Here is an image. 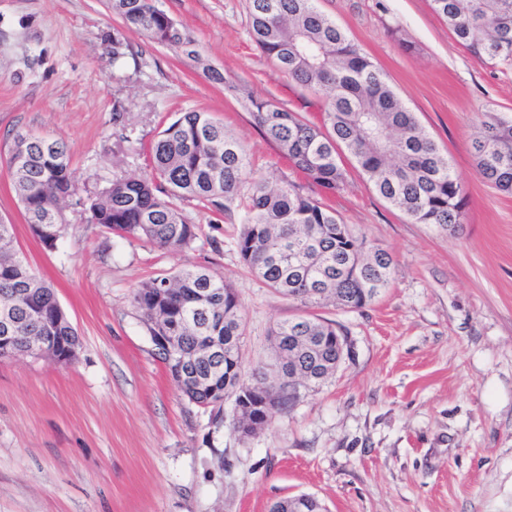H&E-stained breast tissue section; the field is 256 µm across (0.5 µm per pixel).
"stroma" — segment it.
I'll list each match as a JSON object with an SVG mask.
<instances>
[{"label":"stroma","instance_id":"1","mask_svg":"<svg viewBox=\"0 0 512 512\" xmlns=\"http://www.w3.org/2000/svg\"><path fill=\"white\" fill-rule=\"evenodd\" d=\"M249 0H161L219 71L214 81L106 0H0V218L53 284L77 359L0 360V512H269L315 496L325 512H512V195L486 183L471 148L486 113L512 119V62L477 61L431 0H316L385 74L447 155L465 197L455 234L413 223L350 155L328 205L393 259L389 287L361 309L282 296L241 261L240 212L182 203L201 227L182 251L123 239L64 205L46 248L25 221L8 158L16 132L63 142L80 195L149 173V146L179 113L223 121L249 180L314 188L254 125L246 96L306 120L324 103L253 44ZM126 63L112 64V33ZM202 266L237 293L246 380L274 360L271 330L300 316L341 326L334 377L245 437L232 403L217 420L184 400L130 293Z\"/></svg>","mask_w":512,"mask_h":512}]
</instances>
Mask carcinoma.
<instances>
[{
    "mask_svg": "<svg viewBox=\"0 0 512 512\" xmlns=\"http://www.w3.org/2000/svg\"><path fill=\"white\" fill-rule=\"evenodd\" d=\"M457 42L480 62H512V0H432ZM112 14L157 43L195 62L211 78L223 76L208 63L182 24L156 0H108ZM250 36L255 46L291 80L322 95V123L304 120L276 102L246 97L254 124L321 193L344 185L340 150H346L376 192L416 224L454 232L462 223L464 196L448 158L425 133L383 73L346 32L322 14L314 0H250ZM472 147L480 174L512 194V122L494 116L482 122ZM10 165L14 191L26 223L47 246L55 245L63 218L61 202L89 213L122 238L145 237L182 250L197 238L181 201L243 211L237 247L242 262L270 288L312 305L332 302L359 309L390 283L392 258L358 238L335 209L293 184L258 181L242 194L249 166L246 149L210 113L190 110L169 124L150 147L151 173L119 178L100 194L77 195L64 143L29 133L13 137ZM13 225L0 220V308L8 307L20 346L53 337L54 344L81 345L69 320L40 323L34 305L54 313L53 286L38 277L13 246ZM149 335L164 328L179 337L183 370L180 394L220 417L224 400H239L244 377L243 319L236 292L199 268L181 269L144 282L131 293ZM342 328L301 318L276 325L278 359L291 372L319 385L333 376ZM320 338L321 365L301 350L303 337ZM295 382L271 386V409L295 400Z\"/></svg>",
    "mask_w": 512,
    "mask_h": 512,
    "instance_id": "obj_1",
    "label": "carcinoma"
}]
</instances>
